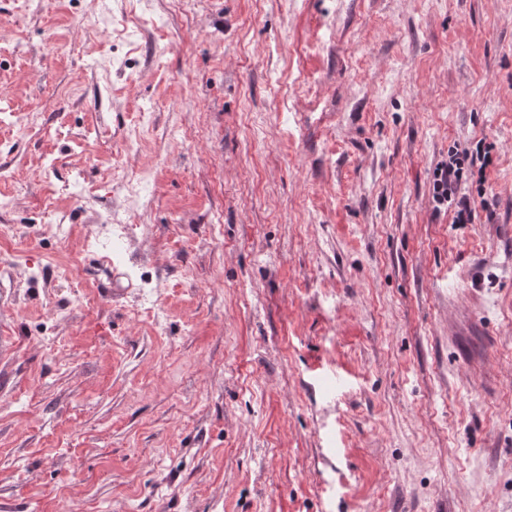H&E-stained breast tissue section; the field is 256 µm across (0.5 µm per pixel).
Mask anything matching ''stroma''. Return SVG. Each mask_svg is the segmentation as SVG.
<instances>
[{"label":"stroma","instance_id":"obj_1","mask_svg":"<svg viewBox=\"0 0 512 512\" xmlns=\"http://www.w3.org/2000/svg\"><path fill=\"white\" fill-rule=\"evenodd\" d=\"M0 46V512H512V0H0ZM463 178L460 163L455 160L448 161V167L441 168L436 173L434 190L439 201L454 202L455 216L453 223L469 224L473 220V210L470 199L466 196L458 197L459 186Z\"/></svg>","mask_w":512,"mask_h":512}]
</instances>
